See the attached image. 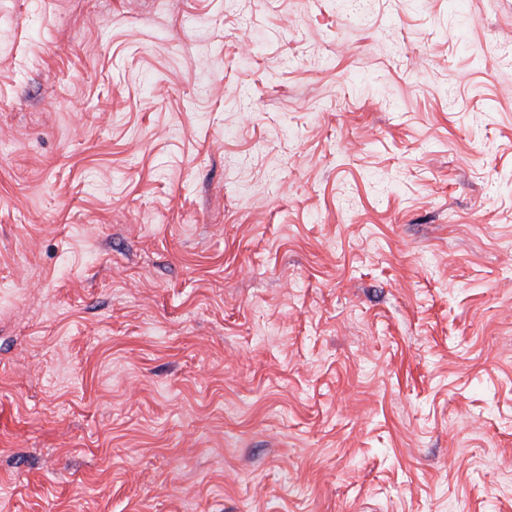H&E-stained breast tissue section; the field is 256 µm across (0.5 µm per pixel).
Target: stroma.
Returning a JSON list of instances; mask_svg holds the SVG:
<instances>
[{
  "label": "stroma",
  "instance_id": "obj_1",
  "mask_svg": "<svg viewBox=\"0 0 512 512\" xmlns=\"http://www.w3.org/2000/svg\"><path fill=\"white\" fill-rule=\"evenodd\" d=\"M0 512H512V0H0Z\"/></svg>",
  "mask_w": 512,
  "mask_h": 512
}]
</instances>
